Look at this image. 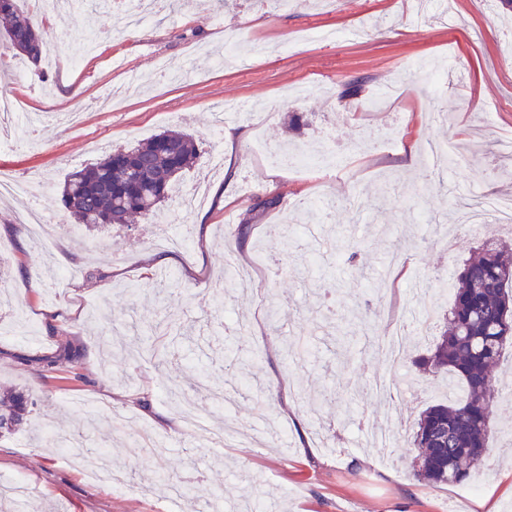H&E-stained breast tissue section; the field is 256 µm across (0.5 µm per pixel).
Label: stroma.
<instances>
[{
  "mask_svg": "<svg viewBox=\"0 0 512 512\" xmlns=\"http://www.w3.org/2000/svg\"><path fill=\"white\" fill-rule=\"evenodd\" d=\"M121 10L76 0L44 19L57 49L30 67L31 85L14 83L16 57H0V90L39 121L30 143L0 146V172L38 183L37 198L0 197V388L30 397L29 425L0 435V486L22 480L43 512H192L154 485L161 470L209 492L207 512L257 500L265 512H512V349L495 370L474 493L417 480L406 443L419 414L448 400L447 376L414 366L441 328L424 336L410 323L426 299L442 314L450 301L433 288L411 295L412 283L454 275L485 237L512 239V224L459 223L476 196L512 198L500 148L512 140V12L490 0H449L427 20L411 0H178L132 29ZM131 73L152 82L100 109ZM356 79L355 99L398 94L355 111ZM228 101L243 111L223 112ZM76 106L80 127L56 121ZM218 111L236 140L211 137ZM169 129L193 134L200 157L161 220L75 235L61 201L68 174ZM284 142L351 165L272 163ZM217 153L223 165L210 166ZM269 194L277 208L254 210ZM35 205L51 248L25 222ZM160 235L193 241L190 253L170 251L164 290L146 270ZM228 245L241 263H263L248 291L214 288ZM289 341L307 363L292 361ZM67 346L80 352L76 380L47 367ZM173 385L199 430L164 396ZM83 398L124 495L90 479L95 452L68 444V464L52 441L89 414ZM373 424L389 426L387 447L366 438ZM224 430L248 440L203 446L202 432Z\"/></svg>",
  "mask_w": 512,
  "mask_h": 512,
  "instance_id": "1",
  "label": "stroma"
}]
</instances>
